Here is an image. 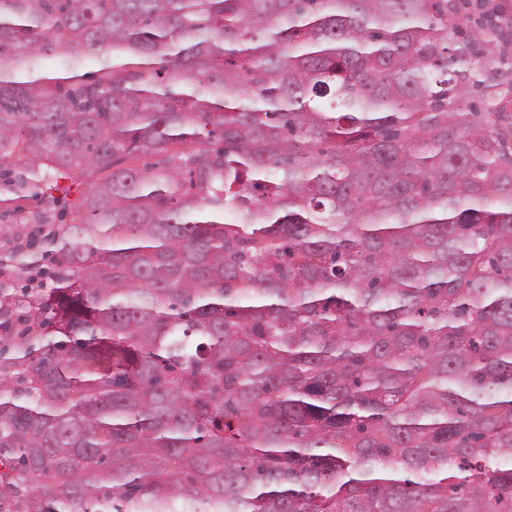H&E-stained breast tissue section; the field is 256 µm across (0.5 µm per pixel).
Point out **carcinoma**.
<instances>
[{
  "label": "carcinoma",
  "mask_w": 512,
  "mask_h": 512,
  "mask_svg": "<svg viewBox=\"0 0 512 512\" xmlns=\"http://www.w3.org/2000/svg\"><path fill=\"white\" fill-rule=\"evenodd\" d=\"M456 15L0 0V208L56 224L0 512H512V61Z\"/></svg>",
  "instance_id": "1"
}]
</instances>
